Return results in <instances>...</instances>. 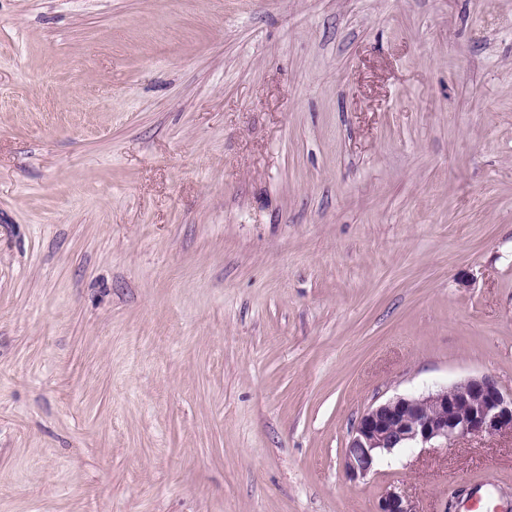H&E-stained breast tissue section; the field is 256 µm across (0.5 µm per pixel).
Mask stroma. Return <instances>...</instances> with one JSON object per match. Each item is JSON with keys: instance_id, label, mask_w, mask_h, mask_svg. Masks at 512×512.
<instances>
[{"instance_id": "obj_1", "label": "stroma", "mask_w": 512, "mask_h": 512, "mask_svg": "<svg viewBox=\"0 0 512 512\" xmlns=\"http://www.w3.org/2000/svg\"><path fill=\"white\" fill-rule=\"evenodd\" d=\"M512 0H0V512L512 507ZM512 435V390L491 375L371 406L355 422L344 467L364 479L378 460L402 448H445L458 439ZM376 512H416L412 503L395 490H385L381 495Z\"/></svg>"}]
</instances>
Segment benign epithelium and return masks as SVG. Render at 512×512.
<instances>
[{
	"label": "benign epithelium",
	"mask_w": 512,
	"mask_h": 512,
	"mask_svg": "<svg viewBox=\"0 0 512 512\" xmlns=\"http://www.w3.org/2000/svg\"><path fill=\"white\" fill-rule=\"evenodd\" d=\"M512 435V390L491 375L474 376L418 395L396 396L361 413L355 422L344 467L349 479L367 477L378 460L402 448H446L458 439ZM376 512H415L389 489Z\"/></svg>",
	"instance_id": "obj_1"
}]
</instances>
